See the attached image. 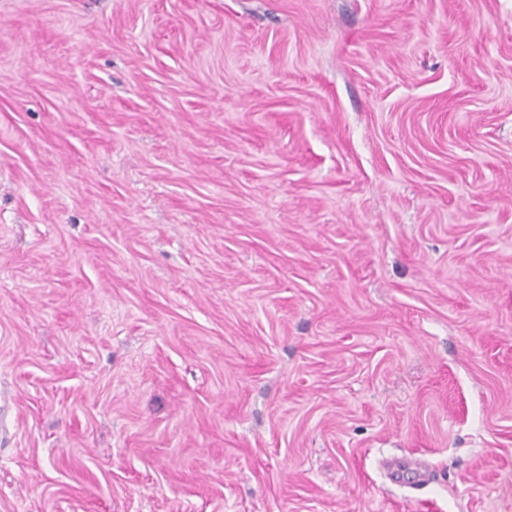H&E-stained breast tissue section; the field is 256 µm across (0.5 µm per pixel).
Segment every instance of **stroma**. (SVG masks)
Instances as JSON below:
<instances>
[{
    "instance_id": "1",
    "label": "stroma",
    "mask_w": 512,
    "mask_h": 512,
    "mask_svg": "<svg viewBox=\"0 0 512 512\" xmlns=\"http://www.w3.org/2000/svg\"><path fill=\"white\" fill-rule=\"evenodd\" d=\"M0 512H512V0H0Z\"/></svg>"
}]
</instances>
